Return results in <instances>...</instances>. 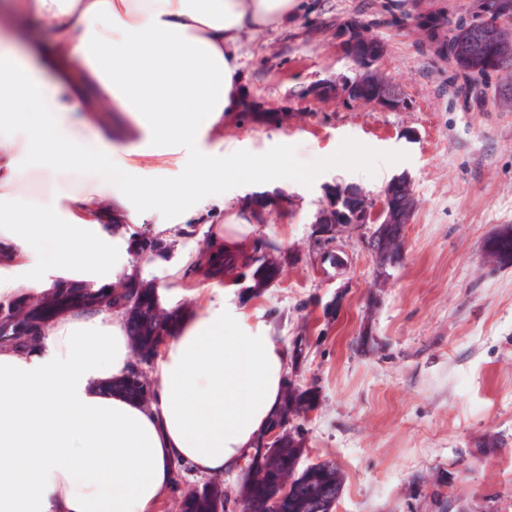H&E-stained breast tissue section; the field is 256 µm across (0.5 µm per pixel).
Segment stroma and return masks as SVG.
<instances>
[{
	"label": "stroma",
	"instance_id": "1",
	"mask_svg": "<svg viewBox=\"0 0 512 512\" xmlns=\"http://www.w3.org/2000/svg\"><path fill=\"white\" fill-rule=\"evenodd\" d=\"M285 30L243 41L248 96L299 108L296 120L262 125L225 117L216 141L243 161L288 164L273 189L286 208L255 236L294 250L281 280L245 308L285 345L307 337L295 384L316 385L320 403L303 418L302 465L333 461L343 479L335 512H432L434 481L458 512H512V264L485 254L487 239L512 226V103L496 97L494 73L463 93L447 59L412 23L415 11L471 18L473 0H307ZM355 16L386 45V75L401 86L399 112L323 106L297 93L341 70L331 48L337 22ZM322 160L319 171L308 164ZM411 181L416 208L405 253L379 281L365 246L338 242L344 263L315 261L311 226L327 187L354 185L372 203L393 177ZM242 183L223 201L181 198L195 232L172 227L167 257L150 282L165 284L163 307L196 308L205 286L186 268L227 212L259 192ZM335 319L323 310L333 300ZM494 448H486L487 440Z\"/></svg>",
	"mask_w": 512,
	"mask_h": 512
}]
</instances>
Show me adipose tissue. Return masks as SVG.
<instances>
[{"instance_id": "adipose-tissue-1", "label": "adipose tissue", "mask_w": 512, "mask_h": 512, "mask_svg": "<svg viewBox=\"0 0 512 512\" xmlns=\"http://www.w3.org/2000/svg\"><path fill=\"white\" fill-rule=\"evenodd\" d=\"M305 0H0V299L60 282L107 288L128 255L116 216L181 223L185 195L248 178L276 183L272 162L245 167L209 145L245 100L242 41L288 28ZM129 114L147 153L199 151L184 179L143 187L128 154L80 134L89 100ZM246 210L208 240L248 258ZM290 353L230 288L187 313L155 361L151 404L112 391L132 345L119 313L71 309L28 349L0 346V512H156L172 464L198 476L244 470L280 409Z\"/></svg>"}]
</instances>
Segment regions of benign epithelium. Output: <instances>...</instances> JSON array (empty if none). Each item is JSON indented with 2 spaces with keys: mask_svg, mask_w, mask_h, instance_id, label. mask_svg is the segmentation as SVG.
Segmentation results:
<instances>
[{
  "mask_svg": "<svg viewBox=\"0 0 512 512\" xmlns=\"http://www.w3.org/2000/svg\"><path fill=\"white\" fill-rule=\"evenodd\" d=\"M495 0H479V10L471 23L488 49H472L449 64L473 82L482 81L498 62L512 60V24L498 16ZM333 48L339 56L356 55V61L342 72L318 78L308 84L306 98L323 104L370 107L381 112L407 108L405 91L390 83L380 68L386 54L385 44L357 17H348L336 25ZM415 206L411 182L395 178L383 189L380 206L374 207L363 191L350 189L326 198L313 223L312 244L317 258L341 262L335 246L344 234H356L363 241L374 261L381 281L389 277L390 260L404 251V231L388 233L385 228L410 223Z\"/></svg>",
  "mask_w": 512,
  "mask_h": 512,
  "instance_id": "obj_1",
  "label": "benign epithelium"
}]
</instances>
